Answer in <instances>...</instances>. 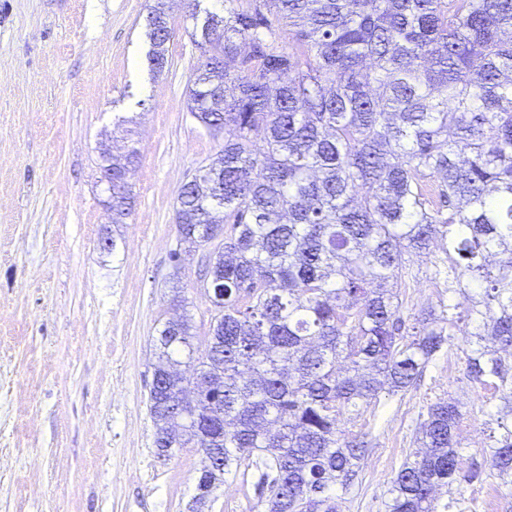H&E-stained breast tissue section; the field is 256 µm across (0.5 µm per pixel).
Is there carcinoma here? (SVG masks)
<instances>
[{"mask_svg": "<svg viewBox=\"0 0 512 512\" xmlns=\"http://www.w3.org/2000/svg\"><path fill=\"white\" fill-rule=\"evenodd\" d=\"M174 6L193 2L154 0L147 15L157 73ZM220 22L198 42L189 110L222 144L176 220L191 243L222 238L208 274L224 313L203 351L186 314L158 330L156 448L208 451L213 488L264 467L263 512H338L368 447L341 417L416 384L461 335L468 380L500 392L486 459L512 486V0H224ZM138 162L134 146L112 156L114 224ZM432 245L448 299L411 333L404 254ZM182 363L195 414L175 391ZM460 419L450 399L429 406L426 451L397 473L388 512L459 506L434 490L477 477L462 471Z\"/></svg>", "mask_w": 512, "mask_h": 512, "instance_id": "obj_1", "label": "carcinoma"}]
</instances>
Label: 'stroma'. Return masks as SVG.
I'll return each instance as SVG.
<instances>
[{"instance_id": "1", "label": "stroma", "mask_w": 512, "mask_h": 512, "mask_svg": "<svg viewBox=\"0 0 512 512\" xmlns=\"http://www.w3.org/2000/svg\"><path fill=\"white\" fill-rule=\"evenodd\" d=\"M151 2L0 0V512H191L197 494L202 454L159 456L149 390L166 320L187 314L195 346L207 344L214 311L197 282L216 245L181 241L175 210L221 142L187 108L199 51L180 9L168 64L152 72ZM120 119L140 161L131 214L114 224L100 145L123 151ZM441 257L406 255V325L443 294L429 278ZM445 397L462 412L463 469L483 473L459 487L464 512H512V488L485 472L492 393L467 379L455 342L420 385L341 422L370 444L338 512H386L428 406ZM257 479L227 476L204 512H261Z\"/></svg>"}]
</instances>
